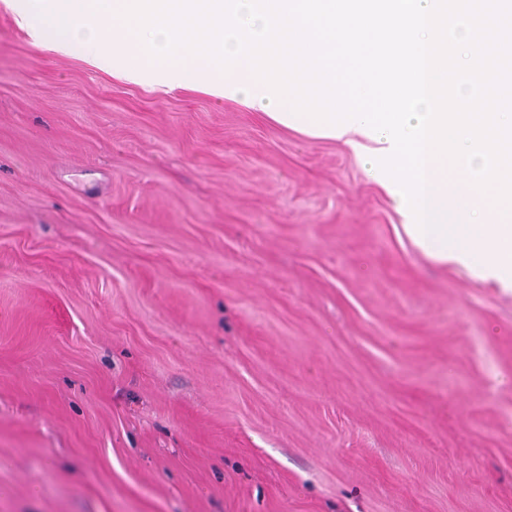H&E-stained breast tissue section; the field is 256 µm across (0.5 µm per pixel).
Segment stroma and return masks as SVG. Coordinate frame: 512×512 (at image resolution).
<instances>
[{
	"instance_id": "obj_1",
	"label": "stroma",
	"mask_w": 512,
	"mask_h": 512,
	"mask_svg": "<svg viewBox=\"0 0 512 512\" xmlns=\"http://www.w3.org/2000/svg\"><path fill=\"white\" fill-rule=\"evenodd\" d=\"M0 0V512H512V292L343 144Z\"/></svg>"
}]
</instances>
